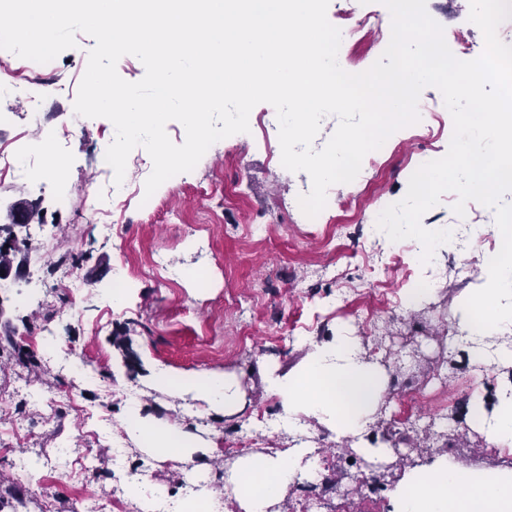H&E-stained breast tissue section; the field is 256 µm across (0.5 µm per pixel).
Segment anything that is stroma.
<instances>
[{
    "label": "stroma",
    "instance_id": "stroma-1",
    "mask_svg": "<svg viewBox=\"0 0 512 512\" xmlns=\"http://www.w3.org/2000/svg\"><path fill=\"white\" fill-rule=\"evenodd\" d=\"M426 8L444 31L480 39L479 28L469 20V0H426ZM76 40V47L54 60L57 81L42 94L43 128L5 124L1 139L20 134L38 141L73 113L95 44L83 33ZM112 131L108 119H89L82 147L69 153L62 174H46L52 188L42 195L22 181L0 184V225L10 223L18 203L32 213L28 230L20 234L26 245L16 254V266L24 271L40 267L47 280L56 269L71 266L82 285L69 311L57 304L22 308L4 297L0 323L16 336L51 329L96 367L95 380L78 390L77 410L51 413L43 411L39 398L62 386L67 376L62 360H46L42 348H35L39 366L29 372L0 355V398L25 406L37 423L24 453L0 454V497L21 491L24 504L17 512H86L89 498L102 503L121 498L138 505L158 488L167 492L159 512H177L183 498L179 488L186 480L198 494H223L244 429L254 430V453L286 448L292 441L281 423L279 399L263 389L260 370L297 371L307 355L299 337L328 342L345 329L361 336L367 359L387 376L376 422L360 438L340 441L316 419H304L302 430L320 452L323 482L311 502L299 486H291L278 512H391L392 495L406 470L443 455L464 471L512 470V452L488 447L468 407L478 386L487 404H494L499 378L479 377L463 346L445 341L459 302L478 287L480 273L458 275L451 254L435 268L425 267L416 245L403 251L401 262H392L388 244L368 229L384 200L405 196L412 159L420 149L447 153L452 119L396 131L378 158L373 179L361 186L338 185V202L312 224L289 208L299 181L274 155L278 138L259 137L245 147L218 142L186 182L167 181L155 191L153 210L133 206L116 216L131 240L124 260L111 233L94 223L84 198L85 190L107 189L98 154ZM253 224L266 225L265 236H251ZM158 252L179 271L176 281L151 272ZM123 264L133 274L126 279L123 302L117 303L112 289ZM432 272L438 278L435 294L418 308L406 309L405 290ZM340 288L347 293L342 302L334 299ZM157 365L182 375L233 373L249 403L234 417L209 411L203 400L181 399L156 385L151 373ZM132 400L149 420L176 423L194 433L196 470L183 471L149 454L123 430V412ZM82 409L94 415L92 433L79 427ZM432 412L446 417V427H429ZM387 440L395 454L374 466L372 482L355 491L350 456L358 444ZM86 453L94 456L100 475L85 486L77 460ZM130 468L143 472L137 495L129 484L112 480L114 471Z\"/></svg>",
    "mask_w": 512,
    "mask_h": 512
}]
</instances>
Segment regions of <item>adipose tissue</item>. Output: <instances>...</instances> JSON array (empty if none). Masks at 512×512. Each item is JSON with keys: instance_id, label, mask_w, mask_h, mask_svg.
Instances as JSON below:
<instances>
[{"instance_id": "1", "label": "adipose tissue", "mask_w": 512, "mask_h": 512, "mask_svg": "<svg viewBox=\"0 0 512 512\" xmlns=\"http://www.w3.org/2000/svg\"><path fill=\"white\" fill-rule=\"evenodd\" d=\"M500 248L484 259V280L461 304L456 328L466 335L468 356L476 373L492 367L512 369V341L495 342V335L512 334V219L494 225ZM309 345L304 367L295 374L267 375L268 391L277 395L282 418L296 426L300 415L316 418L337 437H357L374 422L385 391V374L362 359V340L342 331L333 341ZM154 383L179 396L203 399L211 408L231 417L244 406V395L235 377L202 371L181 377L167 369L153 373ZM485 398L475 395L472 411L485 415L488 444L512 446V394L499 390L493 413H486ZM124 429L137 435L150 453L171 461L191 462L196 451L193 436L176 425L158 426L146 422L138 405H128ZM311 480L321 478V468L312 448L300 444L271 455L241 457L230 470L224 488L241 512H270L285 496L299 473ZM394 512H512V472L470 473L437 460L429 469H411L393 494Z\"/></svg>"}]
</instances>
